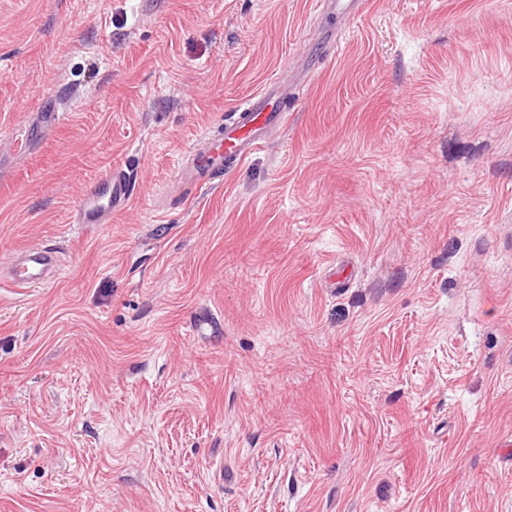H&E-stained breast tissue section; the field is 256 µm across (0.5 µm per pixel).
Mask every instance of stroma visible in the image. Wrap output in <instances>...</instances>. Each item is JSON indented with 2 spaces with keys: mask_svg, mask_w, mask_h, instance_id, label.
<instances>
[{
  "mask_svg": "<svg viewBox=\"0 0 512 512\" xmlns=\"http://www.w3.org/2000/svg\"><path fill=\"white\" fill-rule=\"evenodd\" d=\"M45 246L0 286V512H512V0H0V270ZM282 99L283 108L274 109L265 91L235 107L217 137L205 136L190 150L188 165L179 169V182L191 189L206 187L224 177L223 155L224 160L241 161L262 148L268 130L282 121L287 107ZM129 174L109 168L92 182L75 205L71 224H108L112 212L123 210L131 199ZM60 265L59 253L54 248L21 252L7 267L8 283L22 290L50 285Z\"/></svg>",
  "mask_w": 512,
  "mask_h": 512,
  "instance_id": "stroma-1",
  "label": "stroma"
}]
</instances>
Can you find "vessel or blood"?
Wrapping results in <instances>:
<instances>
[{
	"label": "vessel or blood",
	"instance_id": "vessel-or-blood-1",
	"mask_svg": "<svg viewBox=\"0 0 512 512\" xmlns=\"http://www.w3.org/2000/svg\"><path fill=\"white\" fill-rule=\"evenodd\" d=\"M282 110L262 92L235 107L217 137L204 138L193 147L188 165L180 168L179 181L191 189L203 188L224 176V163L243 160L262 148L269 129L280 124ZM131 199L128 173L111 169L92 182L75 205L71 221L80 226L108 224L114 212L123 210ZM61 265L58 251L52 248L17 254L6 273L11 286L23 290L44 287L54 282Z\"/></svg>",
	"mask_w": 512,
	"mask_h": 512
}]
</instances>
